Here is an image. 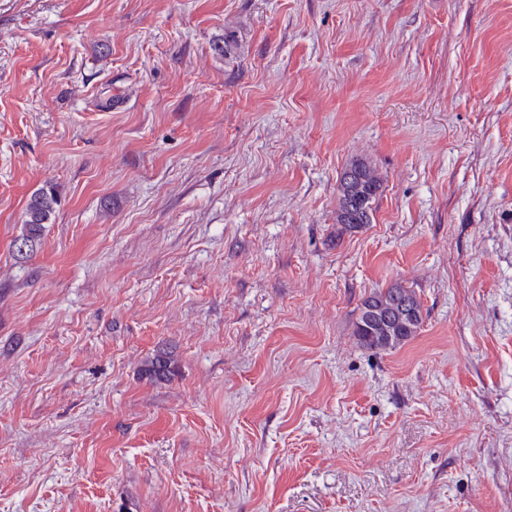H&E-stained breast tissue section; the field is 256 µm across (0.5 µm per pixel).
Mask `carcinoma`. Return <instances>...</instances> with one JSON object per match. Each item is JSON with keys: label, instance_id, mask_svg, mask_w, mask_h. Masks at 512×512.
Here are the masks:
<instances>
[{"label": "carcinoma", "instance_id": "obj_1", "mask_svg": "<svg viewBox=\"0 0 512 512\" xmlns=\"http://www.w3.org/2000/svg\"><path fill=\"white\" fill-rule=\"evenodd\" d=\"M383 180L371 163L357 160L342 173L339 180L336 223L345 232H356L373 220V204L381 194ZM58 200L50 189L34 192L26 205L25 220L17 244H35L49 223ZM422 306L414 289L400 282L370 292L360 303V315L355 323V336L368 350L394 349L417 335L422 325ZM168 353L158 352L149 359L145 374L164 380L172 372Z\"/></svg>", "mask_w": 512, "mask_h": 512}]
</instances>
